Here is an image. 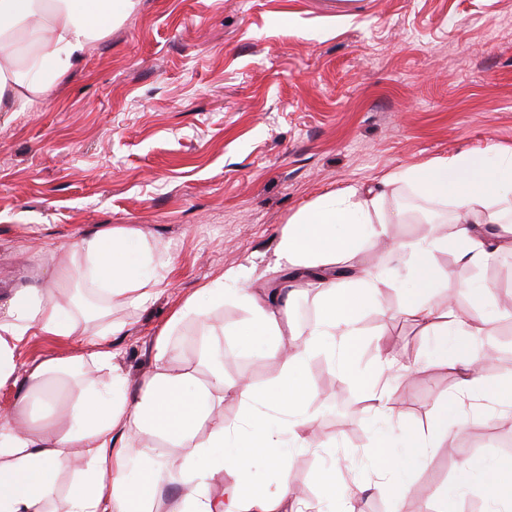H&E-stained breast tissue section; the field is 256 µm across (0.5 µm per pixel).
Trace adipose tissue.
I'll use <instances>...</instances> for the list:
<instances>
[{
  "instance_id": "ef3b65f1",
  "label": "adipose tissue",
  "mask_w": 512,
  "mask_h": 512,
  "mask_svg": "<svg viewBox=\"0 0 512 512\" xmlns=\"http://www.w3.org/2000/svg\"><path fill=\"white\" fill-rule=\"evenodd\" d=\"M138 0H0V112H15L43 99L61 74L102 37L101 19L118 21ZM406 182L432 200L450 199L459 224L454 242L433 237L393 243L391 250L406 260L410 287L401 289L398 311L429 336H453L456 357L440 355L435 366L456 372L459 384L441 407L433 428H407L403 453L378 450L376 489L395 500L404 512L406 489L393 481L396 471H412L419 459L450 446L459 425L472 422L476 401L491 400L512 412V380L491 381L482 373L486 350L476 340L484 316L463 317L433 284L436 252L455 247L465 264H488L501 250L512 248V226L502 227L512 204V152L500 154L494 168L460 154L433 166L408 170ZM384 218L376 197L357 191L328 195L290 219L279 244V257L318 275L322 292L320 317L302 350L281 363L272 396L289 415L287 426L272 424L254 410L251 384L228 382L223 360L204 349L209 368L206 382L169 366L174 348L156 343V365L136 397L125 394L126 374L111 352L93 339L82 342L84 355L71 360L46 359L22 366L15 354L26 337L41 333L73 337L84 317L69 296L49 297L39 284L15 292L0 311V385L21 383L24 394L0 413V512H149L161 486L179 488L174 512H311L308 502L291 491L289 452L313 445V419L304 409L307 389L295 379L308 352L343 348L344 368H352L362 343L360 320L374 303L383 283L375 267L359 265L336 274V255L355 256L365 239L379 237ZM73 278L97 295L98 317L112 305L150 296L144 270L166 269L168 252L148 243L125 224L106 227L72 243ZM108 370L112 391L101 395L83 359ZM79 378L81 391L65 401L67 386ZM237 397L245 410V430L213 423L215 395ZM206 439H199L200 430ZM151 434L179 453L182 463L171 470L155 448L140 446ZM233 450H224L225 441ZM280 473L276 488L259 483L254 459ZM136 480H128L130 470ZM493 512H512V465L488 466L481 480Z\"/></svg>"
}]
</instances>
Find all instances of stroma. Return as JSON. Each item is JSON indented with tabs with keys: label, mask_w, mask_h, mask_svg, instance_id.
I'll return each instance as SVG.
<instances>
[{
	"label": "stroma",
	"mask_w": 512,
	"mask_h": 512,
	"mask_svg": "<svg viewBox=\"0 0 512 512\" xmlns=\"http://www.w3.org/2000/svg\"><path fill=\"white\" fill-rule=\"evenodd\" d=\"M512 149V0H139L107 25L56 87L22 112H0V303L19 288L71 267L70 245L109 224H126L166 248L172 263L150 300L113 306L124 324L104 344L135 396L154 368L158 336L169 335L173 367L205 380L199 325L166 326L202 288L224 291L213 315L223 327L224 375L250 383L261 411L285 422L268 399L279 376L272 345L244 336L250 317L237 289L269 297L294 288L286 332L304 337L318 319L320 286L287 278L278 246L289 219L316 200L373 189L390 223L386 234L413 241L456 230L454 208L408 185L404 173L466 152L485 164ZM379 261L384 286L361 319L358 368L369 371L383 340L412 364L389 399L400 422L367 415L368 387L339 357L308 356L298 374L310 388L306 410L332 434L293 453L294 490L317 506L319 475L364 492L359 512H393L373 490L371 450L402 449L403 426L427 429L456 385L435 367L439 338L423 335L396 308L404 271L365 246L337 256V269ZM436 286L475 307L473 287L512 295V251L486 266L437 253ZM236 270L237 280L226 274ZM491 315L482 342L498 350L488 379L512 378V317ZM77 340L31 336L20 363L78 355ZM512 459V414L487 405L478 424L460 426L452 447L436 449L407 479L408 508L447 497L460 512H486L480 481L491 463ZM470 466L469 486L457 475Z\"/></svg>",
	"instance_id": "35a3bbf8"
}]
</instances>
